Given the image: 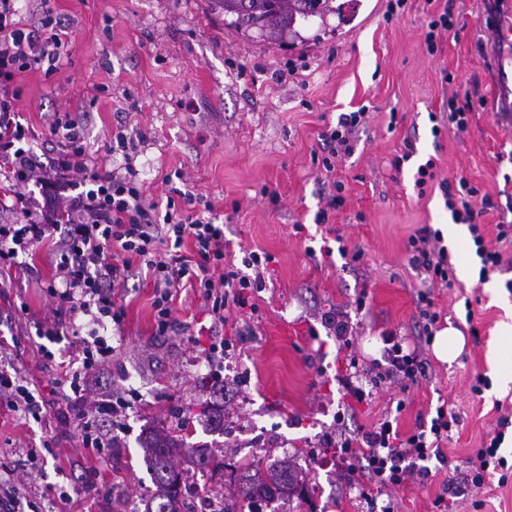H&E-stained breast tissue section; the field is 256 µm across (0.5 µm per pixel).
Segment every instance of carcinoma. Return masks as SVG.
I'll return each instance as SVG.
<instances>
[{
  "instance_id": "1",
  "label": "carcinoma",
  "mask_w": 512,
  "mask_h": 512,
  "mask_svg": "<svg viewBox=\"0 0 512 512\" xmlns=\"http://www.w3.org/2000/svg\"><path fill=\"white\" fill-rule=\"evenodd\" d=\"M224 6V26L244 33L257 32L270 39H281L288 34L301 37L299 29L318 24L325 29L329 17L339 13L336 0H220ZM146 448L155 475V508L148 512H181L180 489L184 470L174 464L176 449L181 444L168 435L150 434L145 438ZM243 492L248 497L268 499H306L308 490L304 478L285 463L273 464L266 476H247Z\"/></svg>"
}]
</instances>
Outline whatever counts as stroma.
<instances>
[{
	"label": "stroma",
	"mask_w": 512,
	"mask_h": 512,
	"mask_svg": "<svg viewBox=\"0 0 512 512\" xmlns=\"http://www.w3.org/2000/svg\"><path fill=\"white\" fill-rule=\"evenodd\" d=\"M54 17L67 27L66 55L52 74L17 75L18 110L34 150L50 159L49 125L58 116H79L96 165L111 168L122 155L108 150L119 128L144 136L132 165L146 195L168 193L165 175H183V187L207 198L224 225L225 263L264 251L272 260L265 286L245 290L248 305L227 307L215 320L191 289L172 303L177 326L156 333L152 283L138 278L117 289L120 323L102 334L114 348L102 370L96 398L117 403L105 418L115 443L101 457L83 448L74 425L56 407L43 422L0 405V465L23 466L25 447L49 441L53 457L30 483L42 491L39 512H61L58 494L72 497L70 512H145L155 484L141 443L154 430L203 448L209 468L185 464L205 495L247 507L241 482L226 468L256 429L272 433L259 462L289 461L307 479V501L274 500L260 512H367L353 487L354 464L327 442L337 432L371 426L397 412L400 433H411L439 401H447L461 425L445 443L449 464L433 478L414 481L379 497L395 512H433L454 469L465 467L494 432L498 407L512 411V389L501 390L488 362L512 322V240L497 238L512 225V128L503 114L512 95L496 94L495 69H512V55L491 67L482 54L494 34L488 17L496 0H350L330 31L305 30L304 41L253 38L225 27L216 0H52ZM449 10L452 36L427 50L424 36L433 13ZM467 97L469 124L458 132L448 122V100ZM365 110L350 155L325 171L322 136L341 114ZM440 136H433V127ZM413 155L392 165L405 143ZM438 179L467 181L493 202L479 222L489 248L499 250L502 272L480 280L481 262L467 227L453 224L439 189L419 193L414 175L427 160ZM340 182L341 206L327 223L315 216L323 184ZM443 231L455 266L453 287L430 290L438 328L454 326L466 345L452 363L420 343L419 280L407 264L408 241L422 225ZM348 257L325 254L334 243ZM360 252L351 261L352 252ZM25 267L0 271V361L11 363L38 391L48 392L61 370L37 350L36 324L53 319L42 287L55 274L47 250H36ZM35 267L39 282L28 280ZM340 314L352 326L351 346L340 345L327 318ZM421 347L424 377L408 387L374 391L352 400L344 381L381 359L385 332ZM224 341V360L242 367V379H214L205 350ZM488 385L474 393L476 377ZM235 435L224 431L225 425ZM508 463L507 484L491 475L456 512H512V432L499 450Z\"/></svg>",
	"instance_id": "obj_1"
}]
</instances>
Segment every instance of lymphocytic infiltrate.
Masks as SVG:
<instances>
[{
	"label": "lymphocytic infiltrate",
	"instance_id": "lymphocytic-infiltrate-1",
	"mask_svg": "<svg viewBox=\"0 0 512 512\" xmlns=\"http://www.w3.org/2000/svg\"><path fill=\"white\" fill-rule=\"evenodd\" d=\"M16 2L0 0V169L16 189L15 220L0 224V266H15L19 256L48 247L55 267V276L46 285L53 322L40 329L45 341L40 351L51 361L53 345L66 343L77 367L54 380L51 392L70 405L92 401L90 411L78 414L77 429L83 448L100 453L112 446L111 438L99 428L100 417L111 415L112 402L94 400L93 394L102 368L112 363V347L97 329L106 321L121 319L122 312L112 298L114 290L130 278L151 277L156 326L164 335L176 328L170 307L175 289L195 288L212 313L223 316L226 307L246 306L245 289L262 287L261 270L270 257L252 251L243 257L241 266H225L224 227L216 223L213 206L191 192L167 197L162 207L146 202L132 166L141 136L116 133L111 151L122 154L123 162L109 170L92 161L79 123L72 118L51 127L56 139L51 163L41 162L32 150L23 148L30 131L17 108L19 91L14 78L41 66L56 71L64 33L53 23L50 0H41L43 19L37 26L18 21ZM365 115L362 109L343 115L325 132L330 158L324 168H331L333 159L350 154ZM29 183L37 187V194L23 193V185ZM432 184L438 186L454 223L467 225L483 270L498 268L502 256L486 247L477 223L478 207L471 203L476 189L463 180L455 186L437 180L435 163L429 160L418 166L414 185L423 192ZM188 240L194 245L190 257L182 252ZM408 264L424 288L420 302H427V288L448 287L453 282L442 235L430 225H422L410 236ZM84 318L92 324V331H83L80 321ZM423 370L420 350L405 348L403 337L391 333L385 338L382 361L362 372L365 386L350 380L345 386L360 403L367 397V388L414 382ZM0 398L36 420L46 408L12 367H0ZM460 422V415L443 402L436 406L434 416L419 420L412 434H401L387 416L370 428L341 436L336 446L356 457L361 489L381 495L407 481L431 477V463L446 464L442 445ZM511 424V418L501 417L497 431L476 451L472 465L449 480L447 495L435 501L440 512H452L458 497L482 488L490 469L504 466L498 451L504 430Z\"/></svg>",
	"mask_w": 512,
	"mask_h": 512
}]
</instances>
